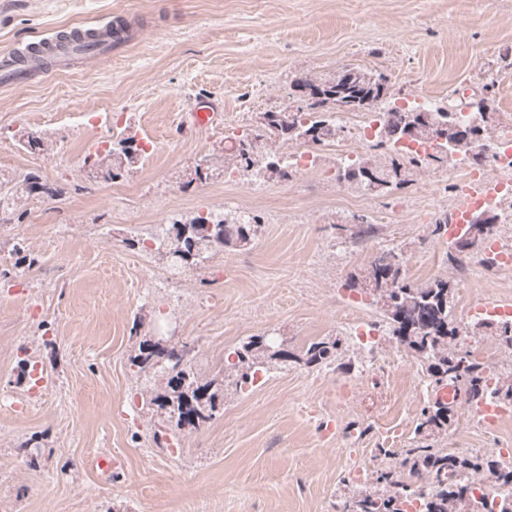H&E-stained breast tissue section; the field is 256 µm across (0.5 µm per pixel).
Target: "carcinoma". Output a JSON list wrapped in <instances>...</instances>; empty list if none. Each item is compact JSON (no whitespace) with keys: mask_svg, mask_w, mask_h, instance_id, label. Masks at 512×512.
Here are the masks:
<instances>
[{"mask_svg":"<svg viewBox=\"0 0 512 512\" xmlns=\"http://www.w3.org/2000/svg\"><path fill=\"white\" fill-rule=\"evenodd\" d=\"M295 91L303 96L302 105L277 112H264L259 125L250 132L235 138L233 158L238 164L250 168L256 163L258 143L275 138L285 142L323 144L336 139L342 131L331 113L339 110L337 103L346 105V112H365L375 109L384 101L386 84L383 75H373L361 70L352 76L343 68L325 78L311 80L300 78L294 82ZM476 114L477 136L468 137L462 129L467 124L457 119L456 113L446 109L423 112V120L412 119L415 107H389L387 117L375 132V145L389 150L406 132L417 142H437L434 153L416 161L408 160L416 168L444 163L460 154L479 164L484 161L480 147L491 139V129L496 117L490 112L489 98L482 97L467 104ZM135 139L121 137L112 141L107 155L97 164L106 173L104 179L116 180L143 160V152L133 147ZM404 164L398 158L379 163L361 160L343 170L342 177L371 190L369 177L374 176L385 184L401 186L406 179L398 178ZM57 190L35 173L29 172L12 180L5 187L0 184V211H8L20 197L42 194L52 197ZM173 237L164 250L179 256L178 262L186 267L205 260V255L216 249L240 250L250 245L255 235L250 221L237 218L221 224L212 223L210 217L197 215L192 219L172 224ZM495 225L471 222L462 234L463 242L448 244L447 258L459 266L474 251L483 247ZM359 287L380 305L387 325L399 342L416 352L426 364V372L434 387L444 384L458 386L466 400L478 405L485 397L489 374L486 363L470 352L459 353L453 342L457 326L451 314L453 285L446 279L436 278L424 285H416L407 276L406 262L393 250L376 255L369 267L358 278L348 283ZM480 331L497 337L499 345L512 350V325L507 322H490L480 326ZM339 340L315 341L308 345L304 356L309 364H330L336 357ZM191 348L188 344L159 346L144 343L132 364L141 371L150 370L165 360L173 373L169 380L170 392L153 399V404L166 411L174 427L197 428L215 417L217 391L209 384H198L192 371ZM237 360L233 367L240 371L239 383L248 384L256 368L289 358L288 353L274 346L251 338L235 351ZM453 418L452 407L436 402L424 408L418 418L415 432L439 431L448 427ZM486 473L494 479V486L512 492V463L496 457L478 454H458L446 449L417 446L404 450L401 469L383 471L375 478V490L359 492L343 501L341 512H403L402 504L418 500L423 512H479V501L472 494L470 482L463 476Z\"/></svg>","mask_w":512,"mask_h":512,"instance_id":"carcinoma-1","label":"carcinoma"}]
</instances>
